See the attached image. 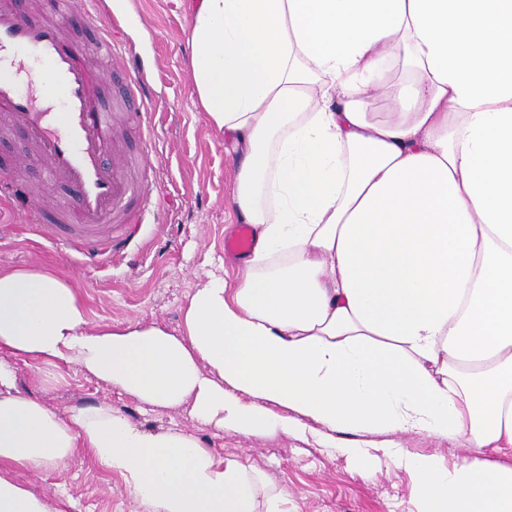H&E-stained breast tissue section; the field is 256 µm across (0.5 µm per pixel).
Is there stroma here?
Instances as JSON below:
<instances>
[{
    "label": "stroma",
    "mask_w": 512,
    "mask_h": 512,
    "mask_svg": "<svg viewBox=\"0 0 512 512\" xmlns=\"http://www.w3.org/2000/svg\"><path fill=\"white\" fill-rule=\"evenodd\" d=\"M117 9L118 49L134 54L151 77L146 124L154 166L146 179L156 210L153 223L142 225L136 236L139 256L132 264L117 257L107 265L76 268L36 232L18 231L17 217L0 212V268L36 265L65 277L82 298L90 323H157L176 334L188 296L208 273L224 267L232 282L242 265L241 257L224 252L225 237L239 224L230 208L234 159L195 104L185 0H118ZM0 157L9 166L8 177L54 199L64 195V187L47 180L32 158L24 132L0 129ZM20 157L27 160L21 169L14 165ZM17 369L21 389L62 413L107 401L147 427L191 424L187 409L148 407L109 393L71 368H62V382L51 386L41 385L25 362ZM200 436L220 454L246 455L258 471L287 489L298 512H409L411 481L405 471L393 466L375 473L359 470L324 447L313 430L245 435L207 429ZM24 480L50 499L54 512H130L131 496L120 477L80 457L64 472L28 474Z\"/></svg>",
    "instance_id": "35a3bbf8"
}]
</instances>
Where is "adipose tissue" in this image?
Segmentation results:
<instances>
[{"label":"adipose tissue","instance_id":"obj_1","mask_svg":"<svg viewBox=\"0 0 512 512\" xmlns=\"http://www.w3.org/2000/svg\"><path fill=\"white\" fill-rule=\"evenodd\" d=\"M186 8L198 106L236 156L231 209L255 246L235 282L194 291L178 335L90 325L65 279L0 269V512H53L18 474L79 454L133 512H289L286 489L195 428L310 421L357 468L403 469L414 512H512V0ZM19 359L44 384L68 367L188 407L192 425L108 402L60 413L20 389ZM410 432L463 454L409 452Z\"/></svg>","mask_w":512,"mask_h":512}]
</instances>
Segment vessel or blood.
<instances>
[{
	"label": "vessel or blood",
	"instance_id": "1",
	"mask_svg": "<svg viewBox=\"0 0 512 512\" xmlns=\"http://www.w3.org/2000/svg\"><path fill=\"white\" fill-rule=\"evenodd\" d=\"M89 4L85 20L96 33L94 49L112 62L103 72L92 71L66 38L75 18V0H54L55 17L50 21L18 9L14 0H0V71H10L6 77L0 74V125L24 131L49 178L69 190L59 203L30 195L20 184L5 183L0 185V201L19 206L25 221L79 268L99 264L114 251L127 253L136 228L145 221L134 214V204L148 194L130 170L135 164L151 166L149 151L131 159L113 137L115 108L143 122L148 80L113 43L119 25L115 14L104 0ZM33 60L49 67L64 95L63 111H45L31 92L21 90ZM117 77L125 88L116 106L110 98L97 96L95 88ZM253 247L246 224L224 240L228 254L245 255Z\"/></svg>",
	"mask_w": 512,
	"mask_h": 512
}]
</instances>
